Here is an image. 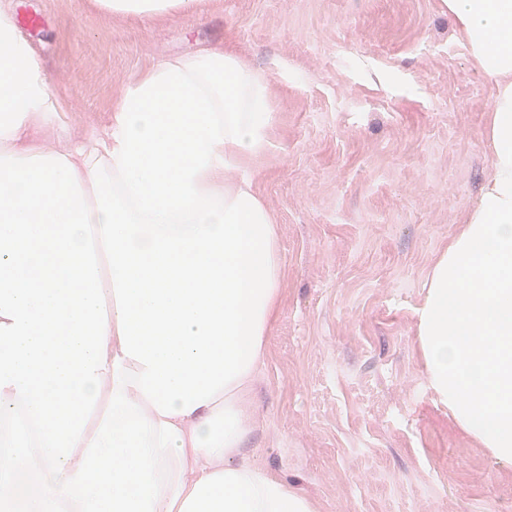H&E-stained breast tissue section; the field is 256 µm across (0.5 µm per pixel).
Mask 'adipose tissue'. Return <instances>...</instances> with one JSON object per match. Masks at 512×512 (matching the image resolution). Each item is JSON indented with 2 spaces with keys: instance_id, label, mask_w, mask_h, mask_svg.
Segmentation results:
<instances>
[{
  "instance_id": "ef3b65f1",
  "label": "adipose tissue",
  "mask_w": 512,
  "mask_h": 512,
  "mask_svg": "<svg viewBox=\"0 0 512 512\" xmlns=\"http://www.w3.org/2000/svg\"><path fill=\"white\" fill-rule=\"evenodd\" d=\"M109 16L144 20L175 19L197 0H95ZM473 67L494 85V108L486 135L493 169L477 205L430 270L419 312L417 335L430 387L446 404L456 424L493 456L512 464V0H443ZM56 106L48 77L30 45L20 36L12 12L0 10V155L47 154L29 142L36 122L51 121ZM119 123L61 153L73 164L89 206L93 238L102 219L90 170L103 162L108 174L117 164L114 150ZM266 149L225 142L214 148L210 167L194 179L199 192L222 193L227 202L250 191L248 181L229 178L233 163ZM113 367L100 370L103 381L96 409L62 475L74 476L84 449L109 405ZM251 374L240 375L215 400L189 415H174L182 452L166 449L173 475L161 490L155 512H312L310 501L280 478L252 463H229L240 447L251 411L245 397Z\"/></svg>"
}]
</instances>
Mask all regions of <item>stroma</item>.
Returning <instances> with one entry per match:
<instances>
[{"label":"stroma","instance_id":"1","mask_svg":"<svg viewBox=\"0 0 512 512\" xmlns=\"http://www.w3.org/2000/svg\"><path fill=\"white\" fill-rule=\"evenodd\" d=\"M50 77L36 141L106 128L137 74L217 44L270 80L260 157L234 164L272 213L278 312L242 448L313 512H512V465L461 431L416 336L428 274L489 176L492 85L442 0H200L143 22L94 0H0Z\"/></svg>","mask_w":512,"mask_h":512}]
</instances>
